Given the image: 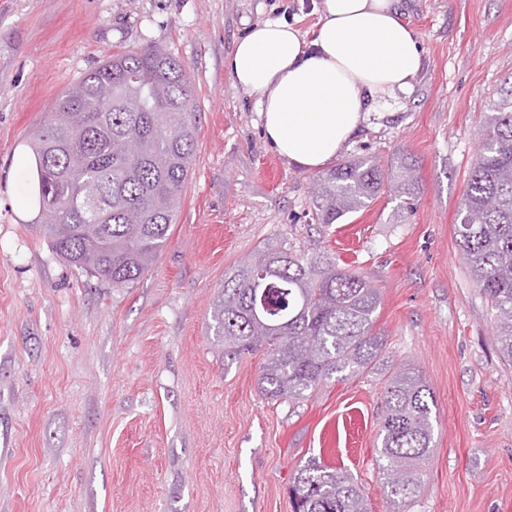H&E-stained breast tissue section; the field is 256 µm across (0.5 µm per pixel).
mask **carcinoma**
<instances>
[{"label": "carcinoma", "instance_id": "1", "mask_svg": "<svg viewBox=\"0 0 512 512\" xmlns=\"http://www.w3.org/2000/svg\"><path fill=\"white\" fill-rule=\"evenodd\" d=\"M186 69L157 46L118 51L56 100L32 138L42 234L60 257L114 288L134 283L169 239L194 156ZM415 164L347 160L313 179L315 221L334 224L388 192L409 207ZM457 246L490 304L501 360L512 364V88L488 113L457 212ZM379 297L365 276L320 255L266 243L224 275L212 318L224 358L263 352L264 395L296 400L366 369L382 349ZM433 397L420 374L394 372L377 448L387 499L404 512L433 447ZM293 512H368L342 467L316 459L289 484Z\"/></svg>", "mask_w": 512, "mask_h": 512}]
</instances>
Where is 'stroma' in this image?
Segmentation results:
<instances>
[{
	"label": "stroma",
	"instance_id": "obj_1",
	"mask_svg": "<svg viewBox=\"0 0 512 512\" xmlns=\"http://www.w3.org/2000/svg\"><path fill=\"white\" fill-rule=\"evenodd\" d=\"M425 56L341 160L412 159L411 209L379 195L313 223L312 171L267 142L224 58L248 29L313 31L322 0H0V512H292L310 458L392 512L376 449L388 377L419 371L434 442L409 512H512V366L455 224L484 115L512 83V0H401ZM158 45L185 67L197 142L177 221L127 288L58 257L19 210L30 149L57 96L113 52ZM367 276L382 350L364 371L290 402L258 386L212 322L224 275L264 243Z\"/></svg>",
	"mask_w": 512,
	"mask_h": 512
}]
</instances>
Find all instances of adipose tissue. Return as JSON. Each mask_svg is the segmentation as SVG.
I'll use <instances>...</instances> for the list:
<instances>
[{
    "mask_svg": "<svg viewBox=\"0 0 512 512\" xmlns=\"http://www.w3.org/2000/svg\"><path fill=\"white\" fill-rule=\"evenodd\" d=\"M398 0H323L313 39L268 20L234 44L224 68L256 100L265 136L288 163L318 170L370 119L371 107L408 92L423 49Z\"/></svg>",
    "mask_w": 512,
    "mask_h": 512,
    "instance_id": "obj_1",
    "label": "adipose tissue"
}]
</instances>
